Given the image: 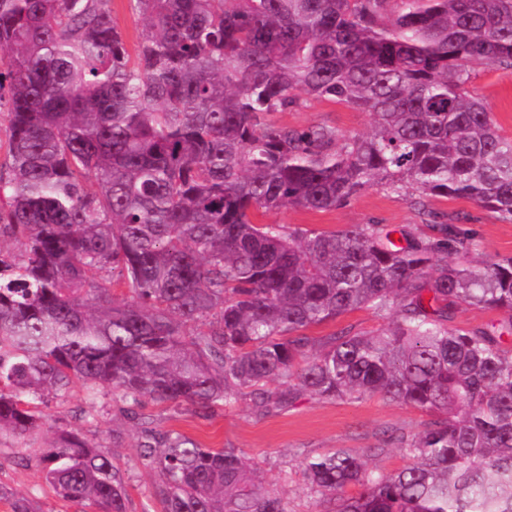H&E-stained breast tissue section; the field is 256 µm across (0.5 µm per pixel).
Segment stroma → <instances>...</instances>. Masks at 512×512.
<instances>
[{"label": "stroma", "mask_w": 512, "mask_h": 512, "mask_svg": "<svg viewBox=\"0 0 512 512\" xmlns=\"http://www.w3.org/2000/svg\"><path fill=\"white\" fill-rule=\"evenodd\" d=\"M471 93L491 109L504 135L512 136V70L473 63L468 67ZM273 121L296 128L313 125L336 127L351 136L366 133L369 113L327 100L311 99L288 112H277ZM427 211L410 200L377 184L366 188L346 204L325 211L297 207L272 212L256 211L258 223L284 224L307 230H345L356 224H383L387 228L431 235L433 225L455 224L473 237L479 254L488 260L512 257V223L466 199L432 197ZM388 319L369 309L355 310L336 320L309 327L308 336L321 339L343 328L373 335L385 329ZM94 407L96 419L87 422L84 412ZM42 424L24 439L0 437V483L14 492L31 496L37 512H79L78 506L62 500L45 482L37 457L64 431L81 433L88 441L102 444L112 453L128 494V512H160L153 494L157 477L137 461L140 436L138 422L128 419L110 390L88 401L81 385H73L62 399L41 407ZM141 416L154 426L199 441L208 448L243 451L259 472L263 486L279 494L288 512H324L304 470L305 456L333 448L359 455L394 433L408 436L422 431L429 414L415 407L372 395L352 400H327L307 396L293 407L269 414L256 413L248 398L218 409L208 420L196 417L188 405L178 407L145 403Z\"/></svg>", "instance_id": "stroma-1"}]
</instances>
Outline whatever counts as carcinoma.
I'll return each instance as SVG.
<instances>
[{"label":"carcinoma","mask_w":512,"mask_h":512,"mask_svg":"<svg viewBox=\"0 0 512 512\" xmlns=\"http://www.w3.org/2000/svg\"><path fill=\"white\" fill-rule=\"evenodd\" d=\"M109 2L0 0V435L39 427L75 383L133 417L150 400L204 420L242 396L267 413L379 394L436 419L398 439L413 463L394 473L370 465L382 446L307 457L335 512H512V257L475 256L450 224L396 242L381 224L251 218L384 180L427 216L425 198H463L512 222V138L466 69H512V0H132L133 58ZM308 99L372 127L269 119ZM462 305L505 320L449 328ZM363 308L396 316L373 336L303 333ZM137 458L163 512H288L240 450L146 427ZM39 462L62 499L127 512L102 445L66 431ZM0 499L36 512L2 485Z\"/></svg>","instance_id":"carcinoma-1"}]
</instances>
